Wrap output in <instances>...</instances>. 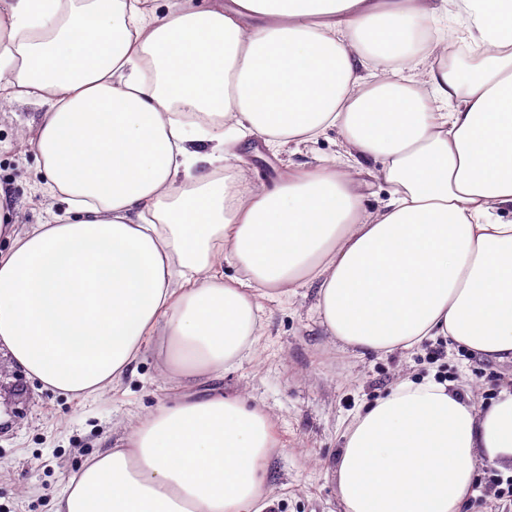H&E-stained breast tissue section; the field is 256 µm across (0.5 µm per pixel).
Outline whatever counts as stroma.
<instances>
[{"label":"stroma","instance_id":"stroma-1","mask_svg":"<svg viewBox=\"0 0 512 512\" xmlns=\"http://www.w3.org/2000/svg\"><path fill=\"white\" fill-rule=\"evenodd\" d=\"M437 27L458 48L454 63H475V55L462 48L469 22L459 0H450ZM44 110L35 98L0 102V191L17 214L21 233L48 212L64 209L40 190L31 141ZM343 151L336 128L274 152L249 136L239 149L240 166L253 181L270 185L298 166L321 165ZM315 303L311 287L261 300L257 353L218 381L225 395L242 397L272 418L277 446L262 474L276 499L274 512H340L332 466L343 431L360 407L399 382L432 376L470 390L478 406L512 388L511 362L487 361L452 344L433 358L432 340L407 351L353 357L324 336ZM183 395L150 352L105 395L84 399L43 388L1 351L0 512H53L55 498L88 459L111 446L137 416Z\"/></svg>","mask_w":512,"mask_h":512}]
</instances>
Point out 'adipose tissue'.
I'll use <instances>...</instances> for the list:
<instances>
[{
	"label": "adipose tissue",
	"mask_w": 512,
	"mask_h": 512,
	"mask_svg": "<svg viewBox=\"0 0 512 512\" xmlns=\"http://www.w3.org/2000/svg\"><path fill=\"white\" fill-rule=\"evenodd\" d=\"M443 2L0 0V100L46 104L33 149L65 205L20 233L0 201V350L96 396L151 338L193 387L253 352L257 290L311 283L355 356L442 337L512 362V0H462L476 66L445 64ZM331 127L341 160L270 187L216 165L241 133L275 150ZM376 160L370 213L352 172ZM271 428L220 392L159 406L55 512H268ZM343 438L342 512H465L478 465H512V389L481 410L402 382Z\"/></svg>",
	"instance_id": "ef3b65f1"
}]
</instances>
